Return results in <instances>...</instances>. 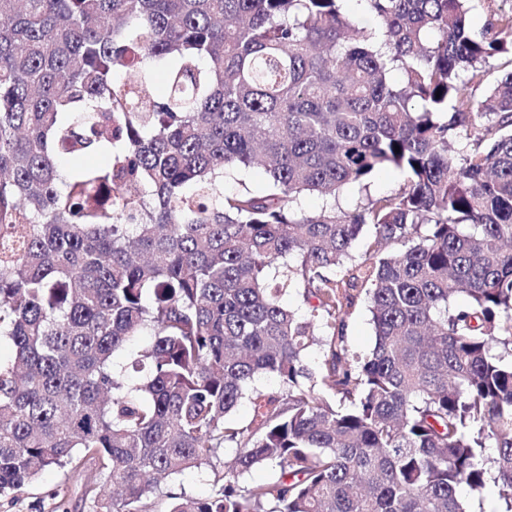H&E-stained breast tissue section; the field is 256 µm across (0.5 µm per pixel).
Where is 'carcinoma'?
<instances>
[{
  "mask_svg": "<svg viewBox=\"0 0 512 512\" xmlns=\"http://www.w3.org/2000/svg\"><path fill=\"white\" fill-rule=\"evenodd\" d=\"M343 2L0 0V496L90 457L93 512H512V8ZM240 180H244L249 187L260 190L265 184L266 175L261 168H252L244 172H230L224 179V190L226 192L235 190ZM403 175L393 169L377 172L370 181V190L373 194L390 193L403 183ZM370 318L366 306L361 301L346 316V336L353 352L366 354L372 348L374 332ZM213 473L211 467H205L201 471L186 473L172 486L173 493L185 491L187 494L204 496L211 493L213 486Z\"/></svg>",
  "mask_w": 512,
  "mask_h": 512,
  "instance_id": "1",
  "label": "carcinoma"
}]
</instances>
